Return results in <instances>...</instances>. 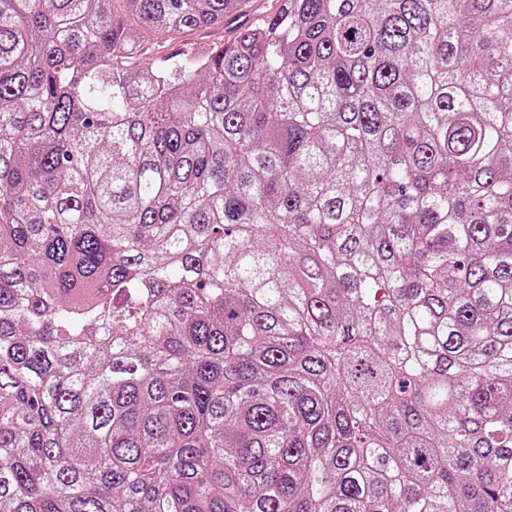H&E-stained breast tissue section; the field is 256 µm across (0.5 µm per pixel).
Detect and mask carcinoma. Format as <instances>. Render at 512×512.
Returning a JSON list of instances; mask_svg holds the SVG:
<instances>
[{
    "mask_svg": "<svg viewBox=\"0 0 512 512\" xmlns=\"http://www.w3.org/2000/svg\"><path fill=\"white\" fill-rule=\"evenodd\" d=\"M112 2L0 0V512H512V0ZM252 1L254 2L251 3V7L246 14L228 18L224 21V27L185 30L172 34L144 28L138 20L131 15L125 16V19L128 27L136 32L145 49L148 50L147 56L157 59L180 54L188 48L195 47L199 44H221L230 41L239 24L260 19L267 13V10L271 8V1Z\"/></svg>",
    "mask_w": 512,
    "mask_h": 512,
    "instance_id": "cac0c4a2",
    "label": "carcinoma"
}]
</instances>
